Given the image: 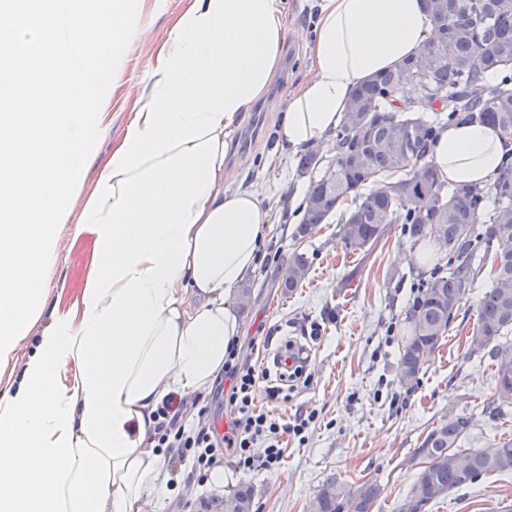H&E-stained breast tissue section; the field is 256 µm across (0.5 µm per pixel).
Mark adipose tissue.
<instances>
[{
  "instance_id": "obj_1",
  "label": "adipose tissue",
  "mask_w": 512,
  "mask_h": 512,
  "mask_svg": "<svg viewBox=\"0 0 512 512\" xmlns=\"http://www.w3.org/2000/svg\"><path fill=\"white\" fill-rule=\"evenodd\" d=\"M138 11L0 0V512H146L164 498L158 411L220 381L237 292L271 228L269 198L224 183L230 133L279 68L286 5L192 0L82 212L98 264L75 311L28 338L87 119L108 102L99 53L146 35ZM434 35L423 0H320L304 42L314 69L288 99L280 147H330L355 87ZM511 151L491 126L451 123L427 160L448 183L482 184Z\"/></svg>"
}]
</instances>
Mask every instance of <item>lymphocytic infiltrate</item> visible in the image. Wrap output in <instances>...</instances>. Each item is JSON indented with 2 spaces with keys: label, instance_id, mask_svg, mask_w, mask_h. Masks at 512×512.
Segmentation results:
<instances>
[{
  "label": "lymphocytic infiltrate",
  "instance_id": "obj_1",
  "mask_svg": "<svg viewBox=\"0 0 512 512\" xmlns=\"http://www.w3.org/2000/svg\"><path fill=\"white\" fill-rule=\"evenodd\" d=\"M224 377L230 385L224 392V407L229 413L228 429L218 433L207 407L197 411V421L186 426L175 401H168L159 411L161 417L155 437L159 447L176 449L179 458H191L198 470L220 465L231 457L235 468L245 471L271 469L282 460L281 438L301 435L308 427V417L296 416L292 423H280L268 411L257 408L252 393L260 378L255 368L239 361L237 349H230L224 363Z\"/></svg>",
  "mask_w": 512,
  "mask_h": 512
}]
</instances>
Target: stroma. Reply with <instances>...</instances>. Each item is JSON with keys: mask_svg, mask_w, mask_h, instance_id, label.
Segmentation results:
<instances>
[{"mask_svg": "<svg viewBox=\"0 0 512 512\" xmlns=\"http://www.w3.org/2000/svg\"><path fill=\"white\" fill-rule=\"evenodd\" d=\"M188 4L139 2L149 35L123 48L122 87L111 94L105 112L90 118L81 180L68 203L67 222L54 231L56 263L44 280L50 306L31 325L30 335L50 327L55 313L75 310L78 304L98 252L94 234L80 225L81 214L136 107L123 86L146 88V63ZM318 4L287 0L281 65L266 95L242 114L231 134L229 163L236 166L237 176L224 186L228 194L252 187L280 200L272 210L273 227L259 250L257 270L248 280L251 302L240 312L241 359L264 369L267 354L289 342L310 357L309 383L297 384L284 401L266 398L267 385L259 383V405L289 422L302 412L313 411L317 417L303 437L285 436L279 466L246 472L227 463L221 484L200 479L189 462L175 461L172 451H165L162 475L170 494L159 512H197L201 500L232 494L243 483L253 489L252 512H305L334 474L377 480L383 493L372 512H397L418 472L411 461L413 450L441 419H469V448L490 452L502 436L512 437V417L489 418L495 399L491 358L468 350L489 276H482L465 296L418 384L406 390L397 381L399 351L409 331L406 313L430 275L414 259L420 244L395 224L386 245L371 255L346 251L338 236L337 212L303 241L293 238L309 179L297 171L296 152L280 148L277 130L291 91L313 71L299 36L311 34ZM296 253L308 257L310 269L290 292L281 283ZM506 505H512V475L488 474L473 486L450 490L433 512H501Z\"/></svg>", "mask_w": 512, "mask_h": 512, "instance_id": "obj_1", "label": "stroma"}]
</instances>
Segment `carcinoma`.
<instances>
[{
	"mask_svg": "<svg viewBox=\"0 0 512 512\" xmlns=\"http://www.w3.org/2000/svg\"><path fill=\"white\" fill-rule=\"evenodd\" d=\"M448 14L457 18L448 35L427 40L422 52L441 59L423 85L440 108L415 112L397 103V92L414 79L415 57L399 67L361 83L336 128L335 168L319 175L321 160L308 148L298 154V172L310 177L293 237H308L344 201L354 208L339 229L347 250L376 246L392 224L406 225L417 242L433 239L438 231L448 241V272L438 270L407 312L411 334L400 351L398 379L412 387L429 357L448 332L456 311L491 262V285L480 297L477 321L469 338L470 350H490L494 358L498 419L512 413V376L502 373V360L512 353V162L503 165L483 185L452 188L427 162L437 129L445 122L481 123L512 141V0H445ZM413 136L412 144L400 133ZM386 180L405 203L394 208L385 193H363L366 185ZM310 263L302 253L288 262L282 287L292 291L306 279ZM469 420L452 417L433 427L412 457L425 455L404 502L416 512H433L448 491L476 482L488 473L512 472V438L491 453L464 448ZM383 488L374 480L361 483L337 475L328 477L309 502L313 512H371ZM232 501L252 503L249 485L232 494L200 502L202 512H228Z\"/></svg>",
	"mask_w": 512,
	"mask_h": 512,
	"instance_id": "1",
	"label": "carcinoma"
}]
</instances>
